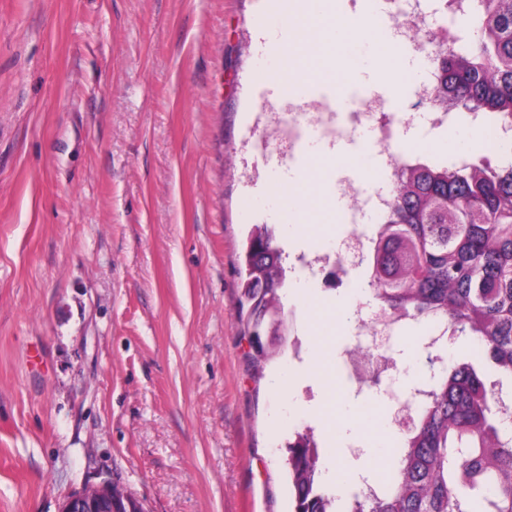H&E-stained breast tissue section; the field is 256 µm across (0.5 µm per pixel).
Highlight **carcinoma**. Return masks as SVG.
<instances>
[{
    "instance_id": "cac0c4a2",
    "label": "carcinoma",
    "mask_w": 512,
    "mask_h": 512,
    "mask_svg": "<svg viewBox=\"0 0 512 512\" xmlns=\"http://www.w3.org/2000/svg\"><path fill=\"white\" fill-rule=\"evenodd\" d=\"M479 20L471 45L433 58L440 98L512 124V0H450ZM275 228L248 237L240 319L275 339L251 353L269 359L290 332L280 291L286 268ZM366 283L378 308L403 322H442L478 348L481 364L443 365L405 430L394 474L380 494L349 498L321 480L313 431L288 442L293 512H512V428L500 402L512 381V162L405 166L373 236Z\"/></svg>"
}]
</instances>
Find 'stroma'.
Wrapping results in <instances>:
<instances>
[{
    "label": "stroma",
    "mask_w": 512,
    "mask_h": 512,
    "mask_svg": "<svg viewBox=\"0 0 512 512\" xmlns=\"http://www.w3.org/2000/svg\"><path fill=\"white\" fill-rule=\"evenodd\" d=\"M423 8L435 40L470 45L472 19ZM311 29L265 0H0V512H61L104 481L147 512H289L287 443L308 429L338 494L387 483L430 322L395 338L392 380L358 391L334 369L350 288L296 283L260 369L239 320L253 225L293 253L348 231L312 223L303 178L339 206L345 176L392 189L361 140L279 167L254 153L285 58L300 101L322 98ZM377 93L414 114L406 160L501 161L474 121L437 129L433 107Z\"/></svg>",
    "instance_id": "35a3bbf8"
}]
</instances>
